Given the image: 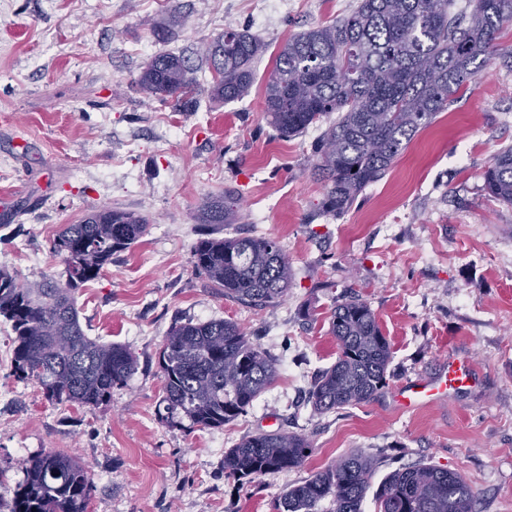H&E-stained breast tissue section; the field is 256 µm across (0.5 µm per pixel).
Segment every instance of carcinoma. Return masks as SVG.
Returning <instances> with one entry per match:
<instances>
[{"label": "carcinoma", "mask_w": 512, "mask_h": 512, "mask_svg": "<svg viewBox=\"0 0 512 512\" xmlns=\"http://www.w3.org/2000/svg\"><path fill=\"white\" fill-rule=\"evenodd\" d=\"M453 0H358L331 23L302 31L281 47L265 86V112L284 137L305 132L336 115L319 137L313 175L324 183L323 208L346 209L380 180L415 134L448 108L452 97L494 56L512 68V52L499 54L496 39L512 23V0H474L468 15ZM201 60L212 71L210 93L231 102L253 82V61L266 46L247 29L224 26ZM152 98L192 99L193 68L180 55L153 58L138 78ZM487 193L512 205V146L500 150L484 173ZM239 199L230 188L202 196L200 224H230ZM149 218L119 209L91 210L66 224L52 241L65 265L61 284L16 287L0 267V317L10 323L13 375L33 382L58 404L96 408L109 402L137 367L121 345L97 342L79 320L75 294L99 277L112 256L149 229ZM193 267L224 298L264 307L288 294L293 270L273 237L202 235ZM336 362L310 390L316 413L374 399L390 377L393 351L368 302L346 297L332 310ZM164 414L170 426L220 428L244 415L276 380L278 361L250 342L231 319L185 322L170 329L158 356ZM313 450L304 435L277 431L242 438L224 452V477L247 485L274 472L304 465ZM379 459L355 451L287 489L275 512H362ZM12 491L11 512H89L93 479L77 457L51 451L24 463ZM379 512H477V495L458 472L404 463L380 482Z\"/></svg>", "instance_id": "obj_1"}]
</instances>
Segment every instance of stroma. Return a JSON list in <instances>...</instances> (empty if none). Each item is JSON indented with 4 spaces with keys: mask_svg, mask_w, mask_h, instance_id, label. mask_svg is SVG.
Listing matches in <instances>:
<instances>
[{
    "mask_svg": "<svg viewBox=\"0 0 512 512\" xmlns=\"http://www.w3.org/2000/svg\"><path fill=\"white\" fill-rule=\"evenodd\" d=\"M357 0H292L263 15L262 0H0V267L21 283L65 279L51 252L63 225L96 207L151 216L146 235L113 256L76 295L85 333L138 358L110 403L54 405L11 370V328L0 321V483L24 460L77 456L91 472V512H274L291 485L352 451L455 470L479 512H512V206L490 197L483 173L512 146V70L491 60L420 129L381 180L343 213L323 211L314 178L322 129L281 138L264 114L266 80L282 45L348 14ZM183 19L174 29L172 13ZM266 44L239 100L209 93L197 55L226 24ZM195 63L197 104L150 100L137 79L152 58ZM236 189L237 220L214 235L277 238L294 271L280 302L224 299L192 264L194 209ZM358 292L394 351L389 385L372 401L314 413L307 391L335 363L331 309ZM225 318L277 359V380L248 413L221 428L162 422L157 357L174 323ZM466 355L479 383L447 402L398 410L394 387L436 376ZM308 436L305 466L238 488L224 453L246 435Z\"/></svg>",
    "mask_w": 512,
    "mask_h": 512,
    "instance_id": "stroma-1",
    "label": "stroma"
}]
</instances>
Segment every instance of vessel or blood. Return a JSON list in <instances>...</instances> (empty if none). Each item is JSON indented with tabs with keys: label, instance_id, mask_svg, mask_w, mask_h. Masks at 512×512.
Wrapping results in <instances>:
<instances>
[{
	"label": "vessel or blood",
	"instance_id": "vessel-or-blood-1",
	"mask_svg": "<svg viewBox=\"0 0 512 512\" xmlns=\"http://www.w3.org/2000/svg\"><path fill=\"white\" fill-rule=\"evenodd\" d=\"M477 378L468 358H452L438 376L419 377L400 384L393 392V402L399 410L407 412L429 407L472 386Z\"/></svg>",
	"mask_w": 512,
	"mask_h": 512
}]
</instances>
